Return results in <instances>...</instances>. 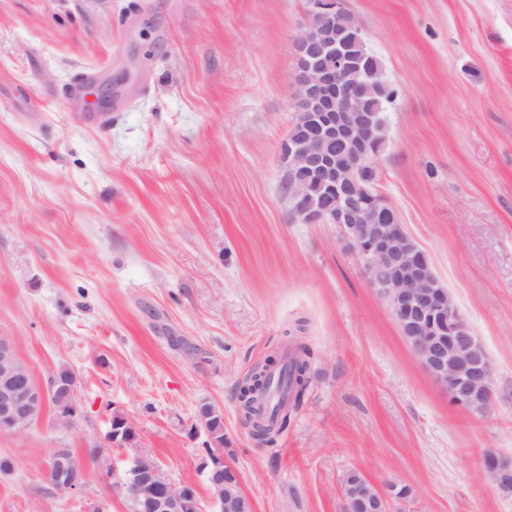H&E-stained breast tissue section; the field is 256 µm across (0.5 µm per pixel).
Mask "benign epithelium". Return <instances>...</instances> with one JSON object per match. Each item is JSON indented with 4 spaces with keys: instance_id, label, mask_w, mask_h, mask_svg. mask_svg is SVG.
<instances>
[{
    "instance_id": "1",
    "label": "benign epithelium",
    "mask_w": 512,
    "mask_h": 512,
    "mask_svg": "<svg viewBox=\"0 0 512 512\" xmlns=\"http://www.w3.org/2000/svg\"><path fill=\"white\" fill-rule=\"evenodd\" d=\"M308 25L293 38L297 61L298 102L291 128L298 137L285 141L282 164L288 170L291 221L336 224L350 243L373 287L388 300L406 339L425 369L448 389L451 403L464 412H482L493 400V367L459 320L458 309L443 288L425 253L412 243L398 219L371 205L358 178L370 161L367 146L380 127L372 114L351 102L343 76L352 67L347 49L325 18L336 14V0H312ZM11 342L0 337V431L17 424L30 427L33 407L44 405L47 391L66 384L51 379L49 390L27 386L15 369ZM491 481L512 483V470L492 452L484 464ZM214 490L218 512H245L244 497L224 494V486L240 482L234 465L218 450L202 463ZM112 486L128 492L141 512H200L193 487L174 484L161 467L140 455L123 471L112 469ZM354 495L366 512H390L387 491L360 482Z\"/></svg>"
}]
</instances>
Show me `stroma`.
I'll list each match as a JSON object with an SVG mask.
<instances>
[{"label":"stroma","instance_id":"1","mask_svg":"<svg viewBox=\"0 0 512 512\" xmlns=\"http://www.w3.org/2000/svg\"><path fill=\"white\" fill-rule=\"evenodd\" d=\"M342 3L395 92L375 190L484 347L490 407L450 403L336 225L289 217L310 0H0V336L39 386L74 371L78 406L0 434V512H130L94 446L215 512L204 403L251 512H344L350 470L411 487L395 512H512L481 471L512 461V0ZM296 335L309 389L257 446L236 388ZM116 412L135 446L107 441ZM61 448L79 492L47 482ZM199 416L205 419L204 426L209 436L212 439L213 444H217L219 447L224 446V420L221 412L210 404L204 403L198 409Z\"/></svg>","mask_w":512,"mask_h":512}]
</instances>
